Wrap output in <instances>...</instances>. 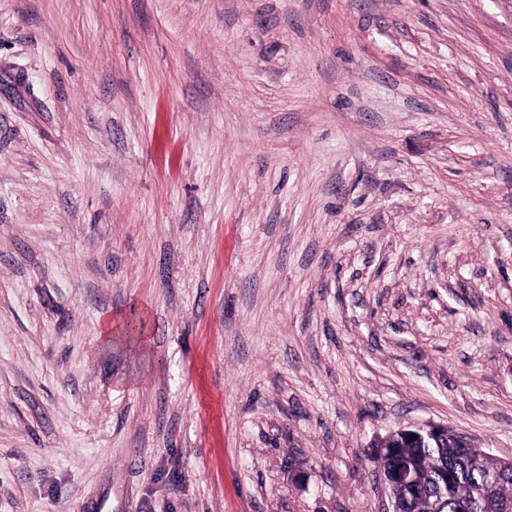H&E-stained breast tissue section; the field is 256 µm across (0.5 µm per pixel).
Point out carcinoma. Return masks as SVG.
Instances as JSON below:
<instances>
[{"label":"carcinoma","instance_id":"carcinoma-1","mask_svg":"<svg viewBox=\"0 0 512 512\" xmlns=\"http://www.w3.org/2000/svg\"><path fill=\"white\" fill-rule=\"evenodd\" d=\"M399 457L414 465V481L394 491L403 512H429L433 498L426 490L440 487L442 512H512V470L493 484L487 453L459 442L448 430V442L423 440L417 448L398 449Z\"/></svg>","mask_w":512,"mask_h":512}]
</instances>
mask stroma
Wrapping results in <instances>:
<instances>
[{"mask_svg": "<svg viewBox=\"0 0 512 512\" xmlns=\"http://www.w3.org/2000/svg\"><path fill=\"white\" fill-rule=\"evenodd\" d=\"M429 425L512 456V0H0V512H389ZM125 321L123 318L110 317L104 324L101 338L105 342H112L113 338L124 339L132 351L144 361L153 356V339L144 332L133 338H124ZM114 335V336H112ZM122 335V336H121Z\"/></svg>", "mask_w": 512, "mask_h": 512, "instance_id": "35a3bbf8", "label": "stroma"}]
</instances>
